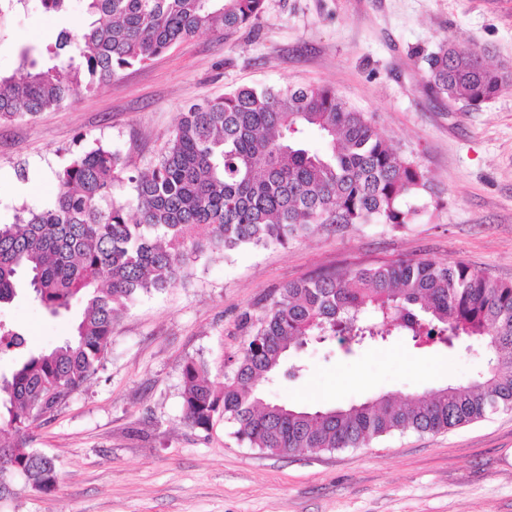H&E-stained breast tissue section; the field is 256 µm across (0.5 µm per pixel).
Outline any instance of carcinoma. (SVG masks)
I'll list each match as a JSON object with an SVG mask.
<instances>
[{"instance_id":"1","label":"carcinoma","mask_w":512,"mask_h":512,"mask_svg":"<svg viewBox=\"0 0 512 512\" xmlns=\"http://www.w3.org/2000/svg\"><path fill=\"white\" fill-rule=\"evenodd\" d=\"M265 0H88L95 19L62 31L53 58L21 53V77L0 75V120L33 117L109 84L203 29L229 35L259 19ZM433 94L478 108L512 86L484 51L444 38L426 55ZM311 132L323 146L308 144ZM59 191L40 212L0 225V305L27 293L59 316L80 305L71 330L49 351L28 353L0 376V430L17 441L0 466V499L24 481L39 493L58 482L55 459L29 447L31 425L49 420L97 375L112 324L139 296L187 274L191 259L213 250L287 246L321 224L411 223L407 204L429 176L399 155L366 113L329 86L242 87L190 106L156 164L127 173L121 153L101 143L56 172ZM127 181L134 206L113 189ZM374 319L366 321V308ZM237 327L241 348L224 362L218 387L208 368H182L183 419L204 431L219 416L236 438L272 454L358 448L394 432L437 433L489 412L512 409V284L461 261L402 258L316 271L278 289ZM449 347L483 342L478 378L425 395H384L347 407L302 409L267 398L265 385L296 379L290 351L339 337L352 350L389 336ZM21 333L0 322V352L21 349Z\"/></svg>"}]
</instances>
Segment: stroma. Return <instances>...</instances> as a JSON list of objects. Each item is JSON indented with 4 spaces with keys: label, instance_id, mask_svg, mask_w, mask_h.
<instances>
[{
    "label": "stroma",
    "instance_id": "35a3bbf8",
    "mask_svg": "<svg viewBox=\"0 0 512 512\" xmlns=\"http://www.w3.org/2000/svg\"><path fill=\"white\" fill-rule=\"evenodd\" d=\"M86 20V0L62 12L30 0L0 14V73L18 72L24 49L47 55ZM445 37L512 67V0H266L257 23L233 35L199 32L58 109L0 121V224L51 203L71 152L99 142L129 170H147L180 112L239 86L333 87L432 178L410 224H324L285 248L207 254L187 279L140 298L113 323L103 368L33 433L32 447L56 460V489L18 488L0 512H512V410L290 455L240 444L224 419L204 432L182 415L184 363L203 362L223 383L243 342L238 315L260 313L276 289L312 272L428 257L512 283V86L477 109L435 98L425 56ZM0 320L31 350L69 331L68 317L23 297ZM295 361L305 374L272 395L318 408L468 382L486 350L467 338L418 349L391 336L349 354L312 342Z\"/></svg>",
    "mask_w": 512,
    "mask_h": 512
}]
</instances>
